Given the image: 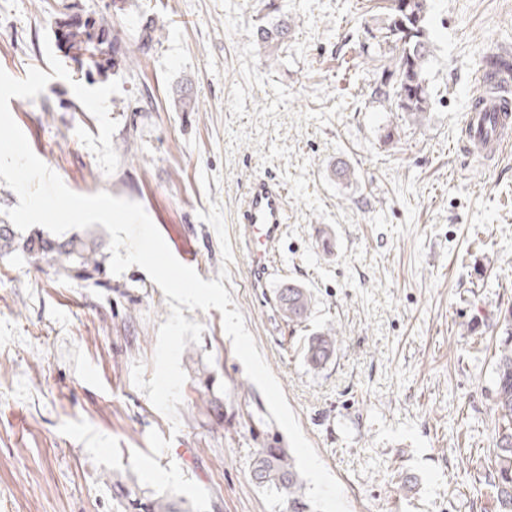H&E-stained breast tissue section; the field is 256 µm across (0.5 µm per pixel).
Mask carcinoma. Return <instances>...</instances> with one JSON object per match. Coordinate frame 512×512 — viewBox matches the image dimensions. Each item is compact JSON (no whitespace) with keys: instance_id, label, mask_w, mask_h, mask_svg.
Returning <instances> with one entry per match:
<instances>
[{"instance_id":"obj_1","label":"carcinoma","mask_w":512,"mask_h":512,"mask_svg":"<svg viewBox=\"0 0 512 512\" xmlns=\"http://www.w3.org/2000/svg\"><path fill=\"white\" fill-rule=\"evenodd\" d=\"M289 30L286 19L255 29L252 44L264 66L278 59L288 42ZM378 32L391 56L372 94L420 123L431 105L427 74L432 49L427 0H391L390 12ZM55 39L66 57L81 63L90 73L104 76L121 63L108 53L98 55L97 43L110 39V30L89 19L69 18L63 26L56 27ZM23 249L30 257L51 262L78 279L89 280L102 272L99 247L93 240L75 236L58 242L37 235L24 239ZM278 302L280 314L288 323L300 326L310 318L312 298L307 289L296 285L282 288L278 291ZM497 325L498 345L492 368L495 426L491 486L495 512H512V307L499 314ZM337 344L334 326L315 331L303 345L305 364L313 371L323 369L336 353ZM251 480L286 499L288 512H308L303 479L286 449L273 445L258 449Z\"/></svg>"}]
</instances>
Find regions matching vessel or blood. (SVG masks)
Instances as JSON below:
<instances>
[{
	"mask_svg": "<svg viewBox=\"0 0 512 512\" xmlns=\"http://www.w3.org/2000/svg\"><path fill=\"white\" fill-rule=\"evenodd\" d=\"M468 140L488 156L503 150L512 133V97L487 100L465 119ZM286 224V189L268 176L254 180L247 188L239 213V239L247 257L252 287L263 288L274 277V259Z\"/></svg>",
	"mask_w": 512,
	"mask_h": 512,
	"instance_id": "b4317fda",
	"label": "vessel or blood"
}]
</instances>
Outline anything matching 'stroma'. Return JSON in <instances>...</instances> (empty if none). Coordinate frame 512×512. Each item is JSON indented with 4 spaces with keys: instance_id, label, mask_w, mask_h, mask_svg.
Instances as JSON below:
<instances>
[{
    "instance_id": "stroma-1",
    "label": "stroma",
    "mask_w": 512,
    "mask_h": 512,
    "mask_svg": "<svg viewBox=\"0 0 512 512\" xmlns=\"http://www.w3.org/2000/svg\"><path fill=\"white\" fill-rule=\"evenodd\" d=\"M265 2L0 0V68L12 77L49 71L43 37L67 14L110 27L131 57L105 78L63 59L68 79L10 99V112L69 189L140 203L203 280L228 267L224 287L349 512H494L492 323L512 306V145L483 156L463 124L482 54L512 56V0H429L432 107L420 124L371 93L388 59L368 31L389 0H275L294 24L270 68L250 43ZM150 18L161 29L146 44ZM359 46L373 70L355 72ZM108 80L122 85L109 98L110 175L75 135L99 125L71 88ZM184 97L193 111L180 110ZM339 160L350 181L331 177ZM265 174L287 191L270 288L295 282L313 296L299 327L263 304L241 248L223 263L199 218L221 204L237 240L241 196ZM169 314L139 266L80 281L0 249V512H132L159 499L185 512H288L250 478L256 449L282 429L218 309L184 313L204 331L181 357L179 426L134 386L132 365L152 370ZM329 323L336 354L310 371L304 339ZM153 430L171 442L159 456Z\"/></svg>"
}]
</instances>
